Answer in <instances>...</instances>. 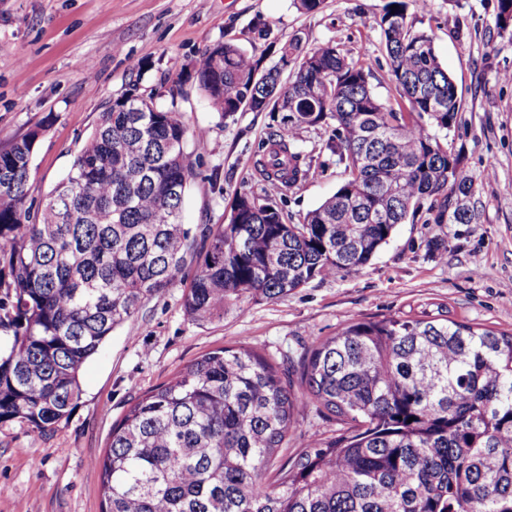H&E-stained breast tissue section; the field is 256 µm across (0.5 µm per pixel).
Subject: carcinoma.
<instances>
[{
  "label": "carcinoma",
  "mask_w": 512,
  "mask_h": 512,
  "mask_svg": "<svg viewBox=\"0 0 512 512\" xmlns=\"http://www.w3.org/2000/svg\"><path fill=\"white\" fill-rule=\"evenodd\" d=\"M407 0L377 21L401 102L373 91L371 66L334 41L281 48L287 79L233 43L196 69L221 116L286 112L255 151L269 184L294 189L309 167L301 126L335 124L327 148L348 177L299 224L267 197L240 194L229 222H182L193 162L180 113L148 97L112 101L70 171L26 206L42 129L0 150V427L40 434L70 419L83 364L143 302L176 285L186 315L209 322L245 294L278 299L320 277L366 266L421 209L435 224L479 220L475 178L449 147L461 111L433 38ZM497 25L512 30V0ZM296 392L257 343L221 347L147 391L112 427L100 469L104 512H512V333L443 316L353 318L310 350ZM344 426L315 434L265 480L309 407Z\"/></svg>",
  "instance_id": "obj_1"
}]
</instances>
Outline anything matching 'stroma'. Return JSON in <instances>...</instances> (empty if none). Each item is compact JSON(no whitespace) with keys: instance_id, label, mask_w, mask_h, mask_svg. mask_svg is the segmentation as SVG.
<instances>
[{"instance_id":"35a3bbf8","label":"stroma","mask_w":512,"mask_h":512,"mask_svg":"<svg viewBox=\"0 0 512 512\" xmlns=\"http://www.w3.org/2000/svg\"><path fill=\"white\" fill-rule=\"evenodd\" d=\"M387 0H324L314 12L296 0H0V149L44 127L34 151L28 200L39 204L70 170L106 105L130 91L181 113L196 157L183 204L192 232L224 224L236 195H274L290 223L331 196L345 180L326 148V125L297 131L310 172L298 188L270 191L252 165L259 143L279 122L267 112L220 118L195 78L206 48L231 41L262 68L278 65V47L293 35L309 46L334 40L353 60L372 66L371 85L388 102L390 79L376 21ZM497 0H429L409 8L415 29L434 40L457 85L462 109L452 147L476 178L475 224H432L427 212L397 225L372 262L317 278L288 296L248 297L223 318L192 321L183 286L145 300L80 371L82 399L67 423L39 434L0 428V512H102L100 471L113 425L152 387L203 354L239 342L288 355L290 375L316 342L350 319L401 315L422 303L476 328L512 330V33L500 31ZM267 23L258 37L256 19ZM94 65L85 76L82 61ZM177 94H170V87ZM443 239V252L429 251Z\"/></svg>"}]
</instances>
